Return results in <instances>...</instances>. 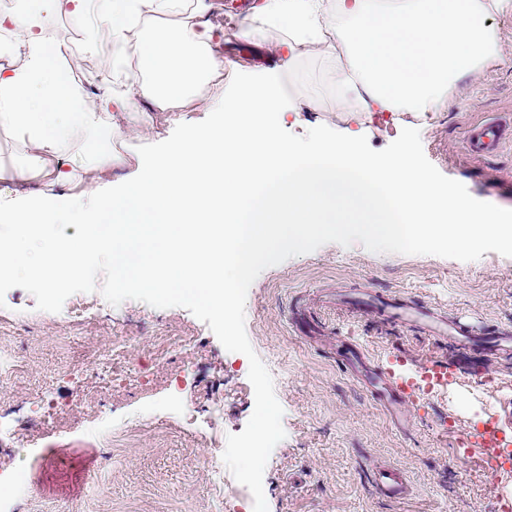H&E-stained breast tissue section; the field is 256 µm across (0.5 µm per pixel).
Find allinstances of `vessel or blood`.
<instances>
[{
	"mask_svg": "<svg viewBox=\"0 0 512 512\" xmlns=\"http://www.w3.org/2000/svg\"><path fill=\"white\" fill-rule=\"evenodd\" d=\"M511 126L501 119H488L471 124L467 132V146L472 154L482 156L500 149L505 142V134ZM357 305L366 312L384 319L399 321L419 329L425 334L447 338L458 336L469 343L489 351L512 348V336L497 330L481 334L474 333L467 326L449 321L436 309L412 300L378 294H365L357 298ZM345 369L361 374L371 384L372 397L391 415L396 425H403L404 411L411 397L410 383L390 381L382 372L367 368L357 349H348L340 357ZM475 444L485 456L504 459L512 456V428L492 420L486 422L474 435ZM376 494L388 500H399L407 492L406 481L401 472L394 467L375 470L370 477Z\"/></svg>",
	"mask_w": 512,
	"mask_h": 512,
	"instance_id": "vessel-or-blood-1",
	"label": "vessel or blood"
}]
</instances>
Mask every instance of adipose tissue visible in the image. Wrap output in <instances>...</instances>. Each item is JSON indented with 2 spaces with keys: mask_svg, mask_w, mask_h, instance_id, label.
I'll use <instances>...</instances> for the list:
<instances>
[{
  "mask_svg": "<svg viewBox=\"0 0 512 512\" xmlns=\"http://www.w3.org/2000/svg\"><path fill=\"white\" fill-rule=\"evenodd\" d=\"M66 14L84 48L120 71L136 62L119 104L134 131L149 128L141 101L164 110L190 98L224 68L202 21L206 0H19L0 14L21 64L0 65V130L15 133L20 160L0 180L25 187L47 171L78 183L119 161L123 133L106 107L110 88L89 97L62 71L65 40L47 34V11ZM512 0H262L288 45L313 44L330 61L322 76L337 102L356 112H438L462 76L496 49L493 15Z\"/></svg>",
  "mask_w": 512,
  "mask_h": 512,
  "instance_id": "1",
  "label": "adipose tissue"
}]
</instances>
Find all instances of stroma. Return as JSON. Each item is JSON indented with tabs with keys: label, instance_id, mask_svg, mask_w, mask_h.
<instances>
[{
	"label": "stroma",
	"instance_id": "obj_1",
	"mask_svg": "<svg viewBox=\"0 0 512 512\" xmlns=\"http://www.w3.org/2000/svg\"><path fill=\"white\" fill-rule=\"evenodd\" d=\"M210 2L204 19L225 68L180 107L155 112L147 143L167 139L181 120H204L235 73L285 74L292 62L315 57L303 46L289 58L274 50L276 29L271 43L249 42L239 34L241 14L225 0ZM47 25L77 45L65 66L98 95L108 76L81 50L79 30L58 13ZM492 26L498 56L452 87L444 111L351 112L334 97L296 88L280 124L297 135L318 125L363 135L376 150L402 128H417L443 175L477 200L512 209V140L477 157L465 138L471 123L512 115V14L495 16ZM364 291L431 305L477 329L512 331V257L493 251L462 262L328 243L265 269L248 291L245 327L273 377L286 432L263 475L268 512H502L512 471L487 470L471 441L512 403V352L485 355L334 302ZM117 339L122 356L101 365ZM347 345L411 383L406 430L340 367L336 352ZM0 351L22 362L0 385V474L26 478L17 512H253L250 491L220 452L254 410L249 361L226 351L187 309L136 300L114 306L94 291L50 313L13 288L0 307ZM435 366L450 379L426 378ZM388 464L409 482L396 502L369 480Z\"/></svg>",
	"mask_w": 512,
	"mask_h": 512
}]
</instances>
